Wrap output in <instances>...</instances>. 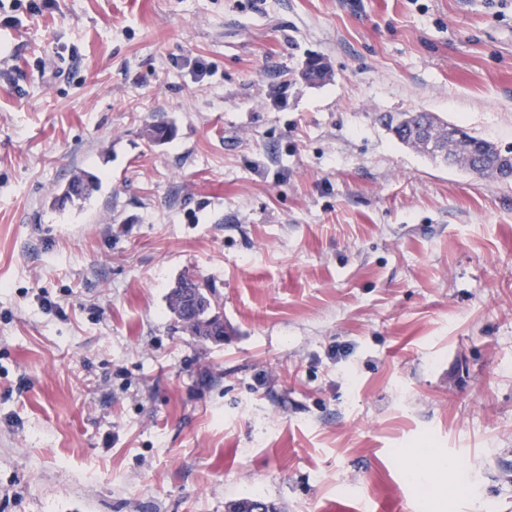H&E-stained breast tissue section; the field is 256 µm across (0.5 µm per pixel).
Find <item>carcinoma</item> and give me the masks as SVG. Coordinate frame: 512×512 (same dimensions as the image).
Segmentation results:
<instances>
[{"mask_svg": "<svg viewBox=\"0 0 512 512\" xmlns=\"http://www.w3.org/2000/svg\"><path fill=\"white\" fill-rule=\"evenodd\" d=\"M379 121L386 130H395L399 141L443 163L453 160L456 167L476 175H487L488 159L502 153L495 144L471 133L459 140L448 132L450 123L431 112L384 113ZM96 176L82 172L74 175L61 193L54 197L53 205L82 201L97 190ZM169 309L191 335L203 339L224 331V316L213 290L198 279L182 278L172 288Z\"/></svg>", "mask_w": 512, "mask_h": 512, "instance_id": "cac0c4a2", "label": "carcinoma"}]
</instances>
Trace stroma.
Masks as SVG:
<instances>
[{
  "instance_id": "1",
  "label": "stroma",
  "mask_w": 512,
  "mask_h": 512,
  "mask_svg": "<svg viewBox=\"0 0 512 512\" xmlns=\"http://www.w3.org/2000/svg\"><path fill=\"white\" fill-rule=\"evenodd\" d=\"M40 2L0 0V512H512V181L378 121L512 148V0ZM426 120V121H423ZM379 121L383 127L389 132L392 130L396 121L399 123L395 126L396 137L402 144H405L416 151L429 156L434 162H443L452 159L455 166L468 170L476 175L495 177L493 174L487 173L488 159L502 153V149L495 144L471 133L467 134L465 139L462 135H451L448 132V126H458L448 123L431 112H399L397 114L384 113L379 117ZM426 123L427 138L434 140L435 149L428 152L422 148L420 140H414L410 137L412 126L416 124ZM465 140H458V139ZM99 180L96 176L85 172L74 175L59 195L53 200L54 206H63L66 203H74L89 198L97 190ZM199 279L182 278L172 288L169 296V309L192 336L204 340L216 332H224V316L219 303L214 299L213 290ZM198 297L201 307L195 309L193 303ZM187 308V309H185ZM181 309L183 312H181ZM410 458L409 474L418 482L424 492L430 491L431 488V474L435 470L447 471L454 470L460 471L461 465L457 462H448L443 458H435L430 463L425 462L415 454L407 453Z\"/></svg>"
}]
</instances>
